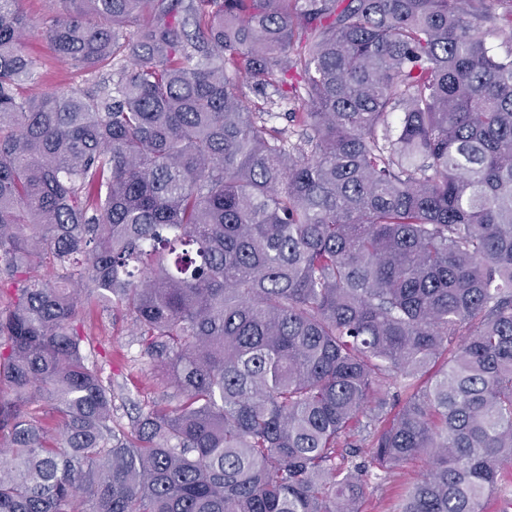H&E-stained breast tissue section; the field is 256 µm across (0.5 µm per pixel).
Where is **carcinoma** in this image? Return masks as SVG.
<instances>
[{"mask_svg": "<svg viewBox=\"0 0 512 512\" xmlns=\"http://www.w3.org/2000/svg\"><path fill=\"white\" fill-rule=\"evenodd\" d=\"M60 2L56 58L112 79L20 97L0 0V512H360L418 459L394 512H485L512 0ZM109 304L176 407L117 420L85 330ZM425 472L426 465L422 461L406 464L393 473L380 472V478L372 481L375 489L367 494L362 512H392L406 488L421 480Z\"/></svg>", "mask_w": 512, "mask_h": 512, "instance_id": "cac0c4a2", "label": "carcinoma"}]
</instances>
